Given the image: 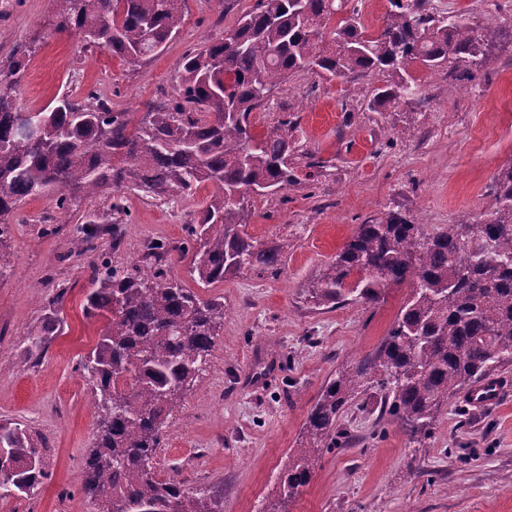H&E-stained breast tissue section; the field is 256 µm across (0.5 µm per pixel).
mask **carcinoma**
Here are the masks:
<instances>
[{"label":"carcinoma","instance_id":"obj_1","mask_svg":"<svg viewBox=\"0 0 512 512\" xmlns=\"http://www.w3.org/2000/svg\"><path fill=\"white\" fill-rule=\"evenodd\" d=\"M187 0H54L55 32L122 62L149 61L183 24ZM351 0H255L223 39L188 51L172 98L146 112L112 111L92 89L79 100L21 112L16 97L27 48L0 64V241L18 204L51 196L66 216L81 197L137 189L155 200L212 187L189 241L147 245L138 263L94 272L84 313L104 327L80 366L92 382L97 434L84 459L82 489L98 512H223L224 489L191 491L156 478L153 460L163 428L196 381L224 323V299L202 298L170 275L174 249L192 254L205 287L240 272H277L286 242L260 245L246 231L251 197L322 182L333 164L299 139L300 117L280 113L258 132L251 111L300 71L347 84L382 78L377 107L411 99L408 68L451 64L475 78L491 43L507 36L492 24L439 18L431 0H389L374 35ZM489 219L429 226L389 211L356 226L336 256L306 285L318 305L351 300L375 305L390 288H407L381 347L336 372L311 409L300 447L281 478L283 498L305 486L325 448L338 444L337 422L365 382L381 393L383 411L411 436L430 433L442 405L463 386L512 363V164L492 186ZM112 247L127 211L111 205ZM94 216L77 227L76 250H96ZM49 302L43 333L59 322ZM45 449L21 424L0 420V499L22 497L47 479Z\"/></svg>","mask_w":512,"mask_h":512}]
</instances>
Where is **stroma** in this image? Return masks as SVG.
<instances>
[{
	"label": "stroma",
	"instance_id": "obj_1",
	"mask_svg": "<svg viewBox=\"0 0 512 512\" xmlns=\"http://www.w3.org/2000/svg\"><path fill=\"white\" fill-rule=\"evenodd\" d=\"M255 0H188L185 23L141 67L104 50H84L53 31V0H0V62L17 44L31 54L17 95L23 111L63 94L96 88L116 112H141L168 99L183 56L222 38ZM436 13L471 23L512 26V0H433ZM419 99L373 110L377 77L360 79L362 95L345 123L344 84L311 72L292 74L253 111L256 130L279 112L301 118L307 147L332 159L317 188L254 198L247 223L261 244L287 240L278 273L247 271L210 288L175 247L187 236L211 192L161 204L133 190L117 194L131 220L113 248L109 225L96 251L76 255L75 223L105 214L107 198L83 199L61 217L52 198L19 205L8 240L13 269L0 277V419L24 424L43 441L49 478L31 495L0 499V512H96L81 489L83 461L95 436L91 384L79 368L103 323L83 307L96 268L129 266L157 240L173 245L172 276L202 296L224 299V323L181 407L168 421L153 461L162 480L190 489L222 486L224 512H512V394L474 408L466 390L449 397L429 436L408 431L380 411L366 390L343 412L338 447L322 453L308 484L281 500L280 478L301 441L305 420L343 364L373 355L400 311L406 289L380 303L315 306L305 287L331 261L357 224L399 210L433 224H473L493 199L490 186L512 163V40L490 46L481 73L456 80L451 66L412 70ZM60 325L43 347L44 310L58 288ZM277 344L270 353L269 344Z\"/></svg>",
	"mask_w": 512,
	"mask_h": 512
}]
</instances>
